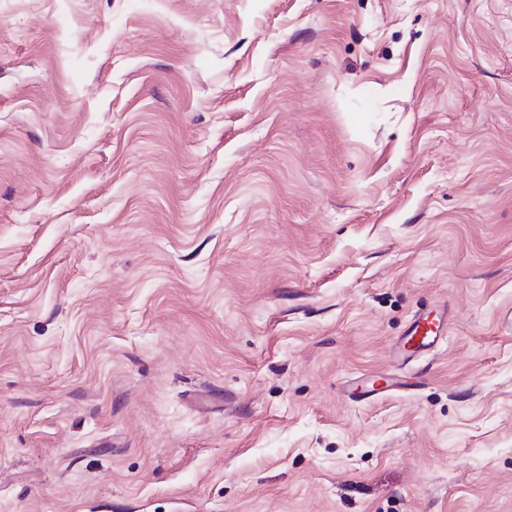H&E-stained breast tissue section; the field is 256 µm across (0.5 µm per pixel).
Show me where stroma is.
Listing matches in <instances>:
<instances>
[{"mask_svg":"<svg viewBox=\"0 0 512 512\" xmlns=\"http://www.w3.org/2000/svg\"><path fill=\"white\" fill-rule=\"evenodd\" d=\"M510 311L512 0H0V512H512ZM446 312L428 313L417 317L411 330L403 340L394 345L393 352L396 357H405L407 351L415 352L418 349H428L444 338L446 329ZM414 345V347H412Z\"/></svg>","mask_w":512,"mask_h":512,"instance_id":"1","label":"stroma"}]
</instances>
